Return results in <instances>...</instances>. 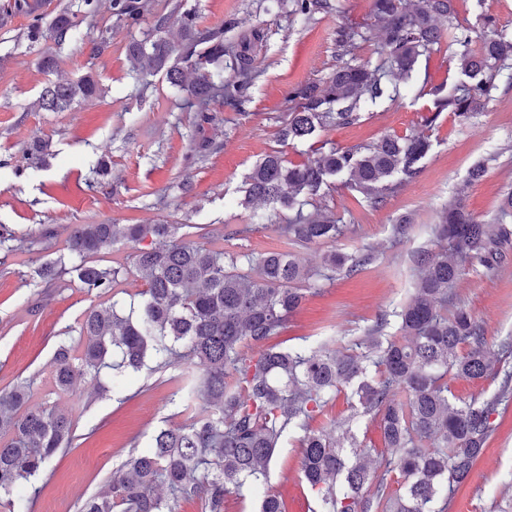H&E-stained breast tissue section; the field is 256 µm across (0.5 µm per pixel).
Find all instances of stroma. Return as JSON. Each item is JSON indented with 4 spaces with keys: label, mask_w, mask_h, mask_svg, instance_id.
I'll list each match as a JSON object with an SVG mask.
<instances>
[{
    "label": "stroma",
    "mask_w": 512,
    "mask_h": 512,
    "mask_svg": "<svg viewBox=\"0 0 512 512\" xmlns=\"http://www.w3.org/2000/svg\"><path fill=\"white\" fill-rule=\"evenodd\" d=\"M337 11L315 14L306 22L292 13L293 0H187L203 28L235 19L239 30H261L259 78L247 89L244 109L218 101L210 118L197 121L183 107V96L164 75L137 82L130 74L126 47L131 35L101 0L95 17L81 20L80 39L63 43L24 39L30 19L11 15L0 27V233L14 236L17 250H0V391L29 382V402L58 406L70 413L76 440L31 480V512H81L84 501L102 490L131 453L148 448L157 428L185 423L184 388L198 368L181 362L156 369L147 363L129 374L125 385L112 383L102 369L100 390L77 384L60 393L52 378L56 347L67 343L82 351L79 334L91 308L138 303L145 281L132 266L130 248L118 246L92 255L94 263L126 270L112 292L81 287L75 274L43 283L37 268L69 257V238L77 224H178L184 240L212 246L223 235L225 251L260 257L283 248L319 268L331 252L372 253L370 265L351 277H316L300 309L290 315L278 338L281 346L344 350L366 335L382 316L391 315L411 297L416 271L414 251L436 247L431 228L450 201L463 199L481 222L495 223L504 190L512 187V83L499 88L483 112L460 121L441 112L432 128L421 117L433 105L425 87L454 82L458 72L453 47L441 44L420 58L413 76L400 81L397 101L381 99L366 107L358 123L329 128L319 136L327 146L347 148L376 142L386 135L422 131L431 147L412 181L373 207L341 179L303 206L304 213L326 210L340 219L344 233L333 241L287 243L280 233L289 211L264 206L269 224L253 219L241 206L242 187L254 166L279 151L299 162L312 143H281L277 131L286 119L284 99L305 82H318L339 63L335 32L346 23L367 20L371 0H337ZM455 22L472 39L484 32L486 18L512 32V0H457ZM108 27L112 43L92 52L90 33ZM58 58L57 76L76 80L93 75L102 94L79 98L65 112H43L33 103L48 81L39 62L44 51ZM218 152L200 155L202 140ZM46 150L28 160L34 143ZM487 161L482 181L469 170ZM408 217L403 239L392 226ZM54 236L43 240L44 228ZM456 303L482 322L491 345L512 337V255L493 272L467 265L455 283ZM349 422L362 445L373 448L377 470H385L379 421L362 413L346 394L329 402L310 420L311 428ZM496 430L468 481L455 492L448 512H512V403L495 418ZM298 432L284 437L269 469L265 491L283 500L286 512H315L316 496L300 480Z\"/></svg>",
    "instance_id": "35a3bbf8"
}]
</instances>
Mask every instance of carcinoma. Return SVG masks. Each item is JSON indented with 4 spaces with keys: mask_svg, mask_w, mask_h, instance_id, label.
<instances>
[{
    "mask_svg": "<svg viewBox=\"0 0 512 512\" xmlns=\"http://www.w3.org/2000/svg\"><path fill=\"white\" fill-rule=\"evenodd\" d=\"M42 0H13L0 16L23 13L31 18L25 38L48 37L61 43L79 37L76 18L94 17L99 0H75L50 21L40 13ZM116 22L141 30L151 14L150 0H110ZM334 9L331 0H293V12L305 19ZM456 0H372L371 23H350L336 30V49L349 56L378 32L383 61L345 62L325 79L303 83L288 93V119L280 127L284 144L308 142L330 127L357 123L366 104L400 96L391 85L396 74L408 78L424 54L443 42L461 47V77L448 94L434 85V108L422 116L430 128L448 110L467 121L485 109L504 76L512 81V33L486 22L477 46L458 31ZM177 27V38L169 37ZM263 33L253 30L224 46V28L201 29L196 13L184 5L155 20L153 31L130 42L127 56L142 80L163 74L184 90L198 112L221 99L236 108L260 75L258 46ZM231 59L232 75L219 63ZM100 92L96 79L50 81L36 101L46 112H63L75 98ZM430 142L423 135L386 136L370 145L332 148L299 164L281 153L266 155L248 175L241 204L277 205L295 211L283 226L302 244L334 241L342 233L333 214H305L298 197L307 199L346 176L345 186L374 206L420 173L419 162ZM181 224H78L70 235V270L87 290L107 292L122 274L119 267L87 261L117 245L133 249L134 267L147 281L134 317L115 306L86 311L80 356L61 345L54 357V383L68 393L77 381L93 386L102 368L112 366V381L137 371L152 357L160 368L188 357L200 367L187 387L189 411L184 424L157 429L150 447L131 454L107 486L89 499L83 512H177L182 500H197L204 512H224V499L243 488L251 491L267 479L279 441L299 428L300 471L317 495L318 512H447L448 498L465 483L484 455L494 431L492 416L512 395V374L504 375L493 397L458 401L448 377L480 380L493 358L512 350H493L475 317L452 302L449 288L462 276L466 260L492 270L506 259L502 242L512 237L505 224H483L461 200L448 204L434 225L442 244L413 256L419 272L411 299L395 312L397 333L387 336L380 318L366 336L341 353L334 348H281L272 343L304 298L300 285L311 274L299 256L273 251L253 259L179 239ZM370 253L330 254L324 268L351 276L371 263ZM365 414L379 418L389 458L385 473L373 467L371 449L358 443L351 429L314 430L308 421L341 389ZM27 386L0 391V498L12 512H28L27 483L71 444L72 420L57 407L27 406ZM403 478L392 490L386 474Z\"/></svg>",
    "mask_w": 512,
    "mask_h": 512,
    "instance_id": "cac0c4a2",
    "label": "carcinoma"
}]
</instances>
